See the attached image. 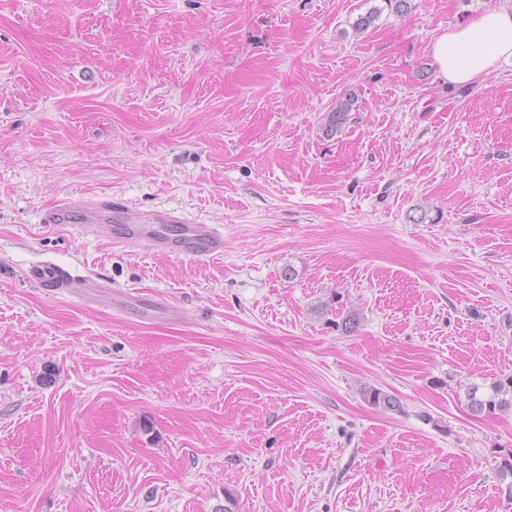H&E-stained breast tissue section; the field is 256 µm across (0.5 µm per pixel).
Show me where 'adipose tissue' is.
<instances>
[{"label":"adipose tissue","mask_w":512,"mask_h":512,"mask_svg":"<svg viewBox=\"0 0 512 512\" xmlns=\"http://www.w3.org/2000/svg\"><path fill=\"white\" fill-rule=\"evenodd\" d=\"M431 56L439 76L449 83L480 79L501 59L512 58V12L492 9L443 31L432 41Z\"/></svg>","instance_id":"obj_1"}]
</instances>
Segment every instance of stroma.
Segmentation results:
<instances>
[{"label":"stroma","instance_id":"stroma-1","mask_svg":"<svg viewBox=\"0 0 512 512\" xmlns=\"http://www.w3.org/2000/svg\"><path fill=\"white\" fill-rule=\"evenodd\" d=\"M494 8L0 0V512H512V411L466 398L512 375V59L430 56ZM99 198L224 254L41 221ZM45 261L158 306L49 293ZM72 211L81 214L86 227L102 224L107 219L117 224H127L125 236L120 237V241L141 244L155 253L187 255L201 260L220 257L224 253V236L210 224H193L169 211L156 212L145 218L129 203L112 201V198L97 202L67 199L43 212L41 221L45 224H64L65 216ZM137 224H179L181 228L178 237L172 238L160 230L142 234ZM363 398L373 407L383 410V411H400L401 410V402L400 400L376 387H364L363 388Z\"/></svg>","mask_w":512,"mask_h":512}]
</instances>
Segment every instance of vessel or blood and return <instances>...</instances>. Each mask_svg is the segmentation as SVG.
I'll use <instances>...</instances> for the list:
<instances>
[{"instance_id":"1","label":"vessel or blood","mask_w":512,"mask_h":512,"mask_svg":"<svg viewBox=\"0 0 512 512\" xmlns=\"http://www.w3.org/2000/svg\"><path fill=\"white\" fill-rule=\"evenodd\" d=\"M72 211L79 212L83 224L88 226L109 220L122 224L125 227L126 240L141 244L156 253L187 255L201 260L216 258L224 253V237L211 225L182 221L168 211L157 212L146 219L129 203L109 199L97 202L67 199L43 212L41 221L45 224H60ZM146 220L157 224L158 227L162 224H179L180 233L175 238L159 230L151 234L140 233L139 225ZM28 278L39 287L86 303L111 289L110 284L105 282L89 285L85 276L52 262H45L31 268Z\"/></svg>"}]
</instances>
